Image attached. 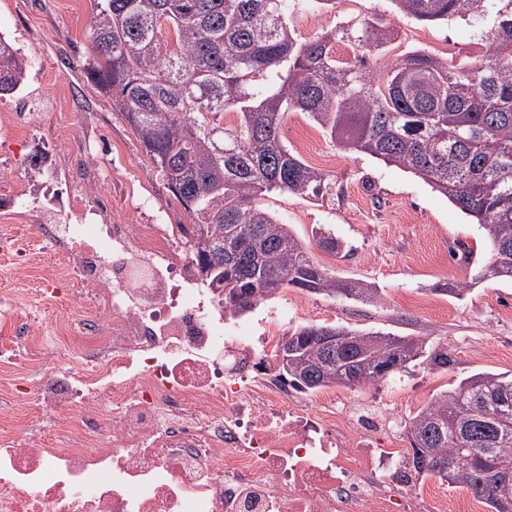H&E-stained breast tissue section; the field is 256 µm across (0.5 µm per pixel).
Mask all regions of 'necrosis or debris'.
Listing matches in <instances>:
<instances>
[{
    "label": "necrosis or debris",
    "mask_w": 512,
    "mask_h": 512,
    "mask_svg": "<svg viewBox=\"0 0 512 512\" xmlns=\"http://www.w3.org/2000/svg\"><path fill=\"white\" fill-rule=\"evenodd\" d=\"M73 304L42 333L0 295V512H458L328 400L295 397L224 327L173 224H44ZM234 351L225 366V351ZM40 374L27 391L28 373Z\"/></svg>",
    "instance_id": "4bbe7bcc"
}]
</instances>
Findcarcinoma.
I'll use <instances>...</instances> for the list:
<instances>
[{"label":"carcinoma","instance_id":"1","mask_svg":"<svg viewBox=\"0 0 512 512\" xmlns=\"http://www.w3.org/2000/svg\"><path fill=\"white\" fill-rule=\"evenodd\" d=\"M91 14L87 82L112 100L194 219L190 255L203 286L237 317L280 289L361 303L380 289L318 265L287 225L256 205L273 191L308 197L325 174L283 145L285 116L304 112L345 149L365 152L422 179L483 230L492 261L471 282L437 291L457 299L491 280L512 281V0H390L402 18H453L473 28L457 63L420 49L378 73L368 60L397 38L396 24L373 15L305 41L288 13L331 8L336 0H104ZM173 33L164 39L163 27ZM352 47L350 60L333 47ZM28 58L0 35V98L24 84ZM226 112L233 126L221 125ZM317 245L344 249L329 232ZM322 336L349 345L329 350ZM294 346L277 375L300 392L370 385L377 368L401 372L424 358L450 363L448 349L426 353L418 336L310 324L281 338ZM404 435L425 464L406 483L433 475L469 490L491 512H512V377L478 372L405 420Z\"/></svg>","mask_w":512,"mask_h":512}]
</instances>
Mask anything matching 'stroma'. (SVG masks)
<instances>
[{
	"label": "stroma",
	"instance_id": "stroma-1",
	"mask_svg": "<svg viewBox=\"0 0 512 512\" xmlns=\"http://www.w3.org/2000/svg\"><path fill=\"white\" fill-rule=\"evenodd\" d=\"M94 0H0V34L30 59L27 81L0 101V174L9 180L11 201L0 225L13 224L26 237L35 267L23 281L0 264V292L16 290L34 299L43 330L69 312L41 292L45 270L67 256L41 240L37 212L58 223L186 224L190 218L165 187L136 135L90 85L78 63L90 49L89 15ZM378 15L395 18L390 0H337L335 8L290 15L299 40L339 23ZM399 34L371 65L382 71L411 48L457 60L468 42L464 23L422 24L398 19ZM289 151L326 176L323 193L300 197L273 192L260 204L310 247L318 262L338 275L375 284L382 300L363 304L340 297L284 289L232 319L242 336H257L275 322L284 336L309 324H341L361 331L418 336L447 348L448 369L409 367L384 382L336 388L337 399L359 406L377 422H403L436 396L476 372L512 374V282L474 283L478 265L490 262L491 246L444 195L403 169L345 150L302 112L280 127ZM47 152L46 167L33 174L28 159ZM329 229L351 249L342 257L317 247L313 232ZM473 282L461 299L437 292L439 284Z\"/></svg>",
	"mask_w": 512,
	"mask_h": 512
}]
</instances>
